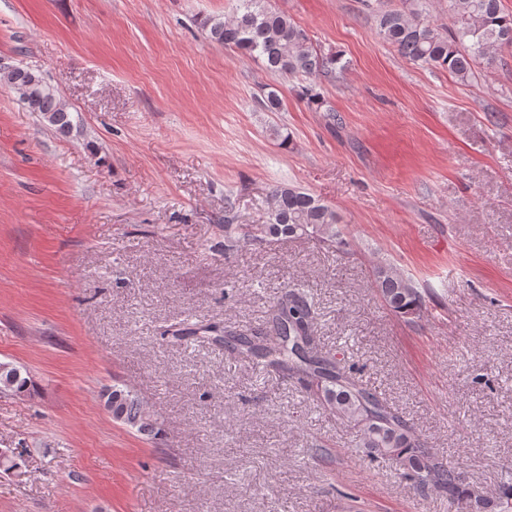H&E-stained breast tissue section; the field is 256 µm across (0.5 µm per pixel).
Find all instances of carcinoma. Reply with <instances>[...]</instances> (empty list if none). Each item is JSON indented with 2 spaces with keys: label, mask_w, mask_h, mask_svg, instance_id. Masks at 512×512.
<instances>
[{
  "label": "carcinoma",
  "mask_w": 512,
  "mask_h": 512,
  "mask_svg": "<svg viewBox=\"0 0 512 512\" xmlns=\"http://www.w3.org/2000/svg\"><path fill=\"white\" fill-rule=\"evenodd\" d=\"M239 2L233 18H211L204 23L211 40L233 45L243 54L262 60L271 72L306 79L328 73L336 63L332 57L320 56L304 30L286 15L268 8L265 0ZM448 3L452 27L449 36L415 9L382 12L379 33L404 58L445 68L466 79L475 61L486 57L489 50L512 46V14L502 11L500 0ZM34 74L25 67H15L0 73V80L24 90L23 103L30 111L40 113L56 131L71 133L74 123L69 106L45 80L32 82ZM337 223L336 211L310 193L295 187H276L271 191L265 224H239L233 208L224 209V252L267 239L312 236L340 247L344 241ZM374 282L393 312L414 315L421 311V293L393 266L378 265ZM171 335L179 341L204 335L233 353L303 383L324 408L359 428V447L365 456L394 461L414 489L444 491L449 499L461 503L463 512H512V483L503 485V492L497 497L469 491L459 467L434 454L428 441L392 405L368 388L341 352L321 344L315 311L303 290L289 286L282 291L270 306L262 327L249 334L207 324L180 327ZM28 389L29 377L21 367L14 365L0 371V392L21 394ZM105 404L112 417L127 427L142 434L154 431L152 415L132 391L114 387L107 391Z\"/></svg>",
  "instance_id": "cac0c4a2"
}]
</instances>
